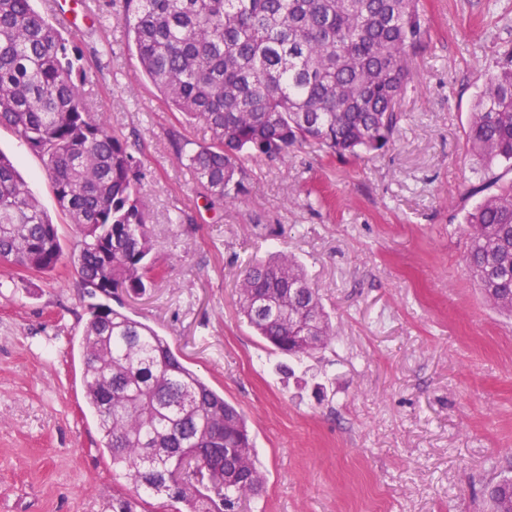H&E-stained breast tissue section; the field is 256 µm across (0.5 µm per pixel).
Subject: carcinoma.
Segmentation results:
<instances>
[{"instance_id":"obj_1","label":"carcinoma","mask_w":512,"mask_h":512,"mask_svg":"<svg viewBox=\"0 0 512 512\" xmlns=\"http://www.w3.org/2000/svg\"><path fill=\"white\" fill-rule=\"evenodd\" d=\"M0 0V127L44 162L59 209L80 229L70 263L86 288L80 341L85 400L112 469L175 512L243 508L264 484L248 421L184 364L149 325L112 307L159 275L151 257L140 161L92 118L79 46L33 5ZM119 20L143 75L206 144L179 148L211 204L245 192V163L276 161L314 143L329 158L379 153L397 141L399 101L428 35L421 0H122ZM486 172L462 207L465 265L486 301L512 315V55L485 74L467 132ZM63 256L58 228L14 161L0 152V264L40 274ZM249 326L286 361L283 378L335 339L321 289L280 252L255 259L237 288ZM491 512H512V475L487 489Z\"/></svg>"}]
</instances>
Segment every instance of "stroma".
<instances>
[{
	"mask_svg": "<svg viewBox=\"0 0 512 512\" xmlns=\"http://www.w3.org/2000/svg\"><path fill=\"white\" fill-rule=\"evenodd\" d=\"M424 47L399 104L395 147L327 159L314 144L246 165L236 203L200 197L176 154L206 142L146 80L116 17L81 0L63 35L86 55L84 94L145 173L164 273L122 309L246 415L265 484L250 512H488L483 490L512 459V318L484 300L456 213L484 174L466 131L485 73L512 50V0H423ZM15 159L58 228L48 274L0 266V512H112L129 488L85 403L89 299L67 259L80 232L43 162L9 129ZM188 223H175L178 213ZM285 249L324 290L336 340L311 360L327 387L283 380L241 316L246 265Z\"/></svg>",
	"mask_w": 512,
	"mask_h": 512,
	"instance_id": "1",
	"label": "stroma"
}]
</instances>
